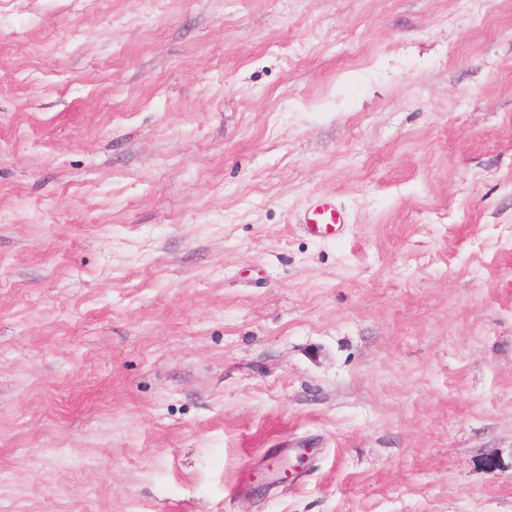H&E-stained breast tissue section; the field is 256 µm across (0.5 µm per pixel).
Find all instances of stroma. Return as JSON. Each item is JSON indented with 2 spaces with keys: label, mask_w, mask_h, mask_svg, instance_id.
I'll return each mask as SVG.
<instances>
[{
  "label": "stroma",
  "mask_w": 512,
  "mask_h": 512,
  "mask_svg": "<svg viewBox=\"0 0 512 512\" xmlns=\"http://www.w3.org/2000/svg\"><path fill=\"white\" fill-rule=\"evenodd\" d=\"M0 512H512V0H0ZM299 228L312 238L336 236L346 231L345 214L333 196L321 195L305 209Z\"/></svg>",
  "instance_id": "1"
}]
</instances>
